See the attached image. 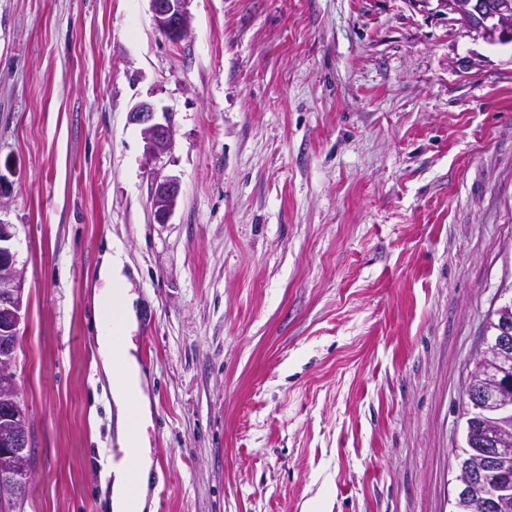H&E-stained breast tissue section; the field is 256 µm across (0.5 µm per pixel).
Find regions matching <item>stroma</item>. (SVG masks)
Listing matches in <instances>:
<instances>
[{
	"label": "stroma",
	"mask_w": 512,
	"mask_h": 512,
	"mask_svg": "<svg viewBox=\"0 0 512 512\" xmlns=\"http://www.w3.org/2000/svg\"><path fill=\"white\" fill-rule=\"evenodd\" d=\"M0 0L25 512H103L94 290L136 270L155 512H450L512 296V42L411 0ZM171 113L167 223L129 112ZM190 1L150 0L155 29L171 41L181 40L191 28V15L188 9ZM511 330L505 327L503 336L487 339L484 341V347L479 353L475 362V369H479L482 376L498 379L503 375V370L498 362L499 355L511 345ZM465 396V409L468 415L486 414L493 409L501 410L509 407L507 401L497 398L493 393L477 392L469 385Z\"/></svg>",
	"instance_id": "35a3bbf8"
}]
</instances>
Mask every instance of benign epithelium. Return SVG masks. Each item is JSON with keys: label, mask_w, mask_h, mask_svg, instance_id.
Wrapping results in <instances>:
<instances>
[{"label": "benign epithelium", "mask_w": 512, "mask_h": 512, "mask_svg": "<svg viewBox=\"0 0 512 512\" xmlns=\"http://www.w3.org/2000/svg\"><path fill=\"white\" fill-rule=\"evenodd\" d=\"M189 2L190 0H150L155 29L171 41L181 40L191 28ZM439 4L449 13L469 19L472 29L486 40H512V0H439ZM129 120L141 127L147 160L154 166L150 206L156 221L165 223L173 214L179 198L177 179L162 175L161 169L157 168L161 158L174 147L172 114H160L154 104L141 101L129 112ZM14 237L13 225L0 220V366L3 368H9L13 364L8 337L19 335V326L24 318L23 281L16 268ZM511 346L512 330L506 327L502 336L484 341L475 368L484 377L498 379L503 375L498 362L499 355ZM465 396V409L470 415L508 408L507 401L490 392H477L469 387ZM508 452L507 448L496 447L495 436L489 435V449L483 460L473 470L457 474L455 488L481 481L482 471Z\"/></svg>", "instance_id": "7a95c632"}]
</instances>
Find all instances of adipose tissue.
<instances>
[{
  "instance_id": "1",
  "label": "adipose tissue",
  "mask_w": 512,
  "mask_h": 512,
  "mask_svg": "<svg viewBox=\"0 0 512 512\" xmlns=\"http://www.w3.org/2000/svg\"><path fill=\"white\" fill-rule=\"evenodd\" d=\"M126 263L127 257L122 250L105 247L97 269L101 287L95 300L105 312L113 303H120L124 330L129 333L137 327V311L134 296L124 291L128 284ZM97 345L100 370L111 397L110 414L114 420L116 443L127 449L134 442L131 419H138L143 428L151 423L147 373L134 355L132 344H125L121 353H114L109 329L102 320L97 323ZM152 465L153 461L144 449L109 462L108 481L103 487L108 512H154L155 501L150 497Z\"/></svg>"
}]
</instances>
